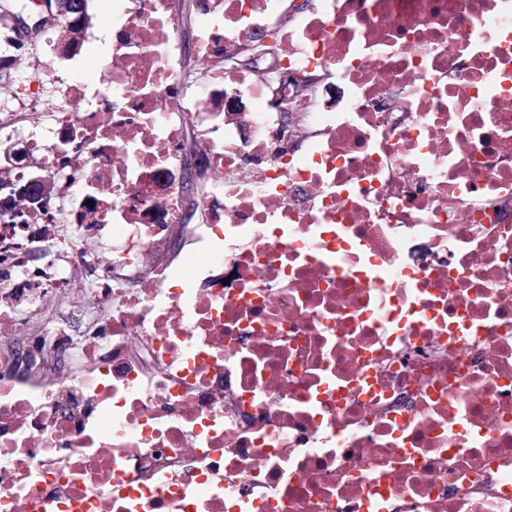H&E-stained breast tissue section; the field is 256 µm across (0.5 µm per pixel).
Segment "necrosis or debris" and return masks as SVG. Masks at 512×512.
Returning <instances> with one entry per match:
<instances>
[{"label": "necrosis or debris", "mask_w": 512, "mask_h": 512, "mask_svg": "<svg viewBox=\"0 0 512 512\" xmlns=\"http://www.w3.org/2000/svg\"><path fill=\"white\" fill-rule=\"evenodd\" d=\"M112 0L110 64L17 137L0 512H512V0ZM214 177L184 219L181 139ZM105 319L76 330L87 300ZM198 21H199V15L197 12V7H196L192 11L191 19L189 20L188 24L186 22L181 23L179 21V24H180L179 34H180V37L182 40L184 38L186 40V42H189L190 49L194 53V57H195L194 60H195L196 68H198V69H200V71L204 72V76L200 80V81H203L206 78V75L208 73L209 64L207 63V61L205 59H203L201 57H197L195 54V51H194L195 30H196ZM7 186L10 187L9 194L1 198V203L2 201L9 203L14 198L23 199L37 205L48 195L51 189L50 185L40 177H33L23 185L8 183Z\"/></svg>", "instance_id": "4bbe7bcc"}]
</instances>
